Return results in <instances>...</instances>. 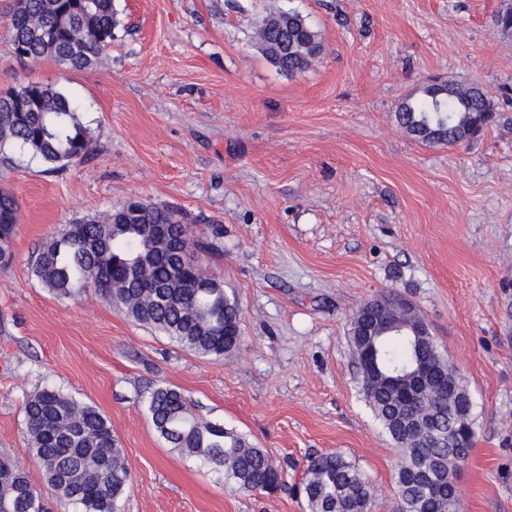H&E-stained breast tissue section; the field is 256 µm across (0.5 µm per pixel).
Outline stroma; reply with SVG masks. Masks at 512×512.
I'll use <instances>...</instances> for the list:
<instances>
[{
	"instance_id": "obj_1",
	"label": "stroma",
	"mask_w": 512,
	"mask_h": 512,
	"mask_svg": "<svg viewBox=\"0 0 512 512\" xmlns=\"http://www.w3.org/2000/svg\"><path fill=\"white\" fill-rule=\"evenodd\" d=\"M11 4L0 0V90L53 85L93 133L84 160L54 171L19 147L0 159V189L20 205L0 267V455L45 512H74L29 445L24 405L45 387L110 421L132 478L118 512H308L294 487L330 451L365 473L372 512H393L400 455L348 337L382 293L419 309L471 394L459 512H512V35L495 24L512 0H115L109 62L83 70L8 54ZM283 9L324 45L292 76L254 41L256 19ZM436 78L486 88L496 123L453 146L412 138L397 108ZM131 198L185 210L199 240L221 222L198 259L242 311L223 361L34 275L43 241ZM160 385L263 448L283 486L231 492L223 470L172 449L147 408Z\"/></svg>"
}]
</instances>
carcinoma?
Listing matches in <instances>:
<instances>
[{"instance_id": "1", "label": "carcinoma", "mask_w": 512, "mask_h": 512, "mask_svg": "<svg viewBox=\"0 0 512 512\" xmlns=\"http://www.w3.org/2000/svg\"><path fill=\"white\" fill-rule=\"evenodd\" d=\"M7 51L18 59H54L66 69L98 66L120 25L114 0H13ZM264 56L282 73L307 70L322 53L319 32L300 13L278 12L256 25ZM495 105L483 87L448 81L423 88L422 97L402 101L396 113L401 128L426 143L457 145L493 122ZM93 135L77 106L50 84L27 83L0 91V155L19 145L45 164L60 168L84 158ZM19 221L15 195L0 189V263L13 256ZM184 210L142 199L128 200L103 214L87 215L42 243L33 261L35 276L60 297L92 288L120 305L136 322L181 348L215 361L235 348L224 327L239 329L238 303L224 282L197 262ZM161 224L152 234L149 225ZM8 254H3V250ZM208 281L211 287L200 290ZM379 319L418 327L426 319L401 297L380 294L368 301ZM364 309L350 319L349 340L364 349ZM387 335L378 341L380 368L403 370L420 356L427 389L415 406L379 375L361 377L364 396L397 445L401 462L394 512H458L456 472L468 458L474 432L473 401L431 335ZM152 420L180 453L224 469L232 491L277 489L282 474L266 452L242 434L196 416L184 395L168 386L149 396ZM31 450L48 486L77 512H117L131 483L124 449L96 407L45 387L25 405ZM309 512H370L373 491L364 473L340 452L308 460L302 487ZM9 512H43L41 494L11 458L0 456V502Z\"/></svg>"}]
</instances>
